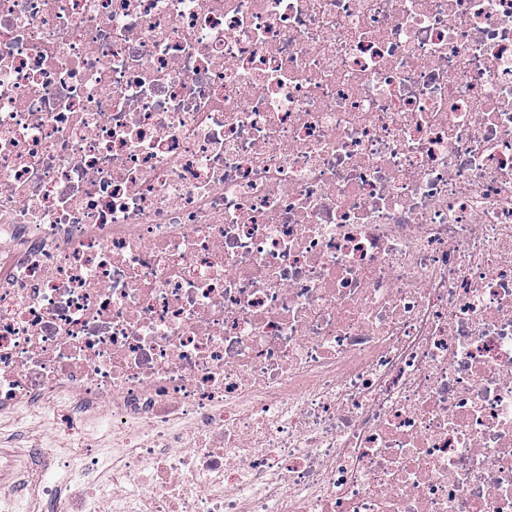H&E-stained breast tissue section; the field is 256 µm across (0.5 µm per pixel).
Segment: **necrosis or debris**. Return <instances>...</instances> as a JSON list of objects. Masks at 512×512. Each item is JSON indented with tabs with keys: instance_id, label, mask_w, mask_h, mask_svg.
<instances>
[{
	"instance_id": "obj_1",
	"label": "necrosis or debris",
	"mask_w": 512,
	"mask_h": 512,
	"mask_svg": "<svg viewBox=\"0 0 512 512\" xmlns=\"http://www.w3.org/2000/svg\"><path fill=\"white\" fill-rule=\"evenodd\" d=\"M1 413L0 512H512V0H0Z\"/></svg>"
}]
</instances>
